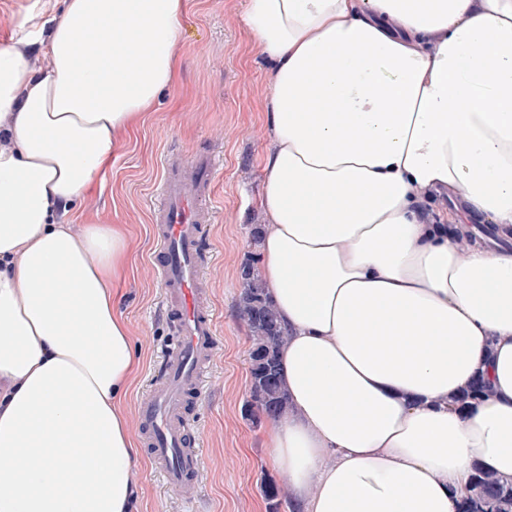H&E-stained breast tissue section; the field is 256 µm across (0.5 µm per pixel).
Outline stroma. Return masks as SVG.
I'll list each match as a JSON object with an SVG mask.
<instances>
[{"label": "stroma", "mask_w": 512, "mask_h": 512, "mask_svg": "<svg viewBox=\"0 0 512 512\" xmlns=\"http://www.w3.org/2000/svg\"><path fill=\"white\" fill-rule=\"evenodd\" d=\"M244 0H184V28L176 49L178 76L136 126L123 135L115 158L91 194L57 216L60 224H122L131 243L130 262L119 284V309L128 321L139 368L123 399L129 419L159 370L172 333L155 309L160 288L150 263V203L167 149L192 154L207 147L221 157L212 199V222L204 234L212 250L204 279L217 324L218 347L208 389L190 405L198 432L202 472L193 509L163 482L141 453L136 467L134 512H269L264 481L287 486L268 463L266 423L246 412L250 395L247 325L236 314L242 292L240 269L258 259L253 225L268 223L258 199L265 164L274 147L268 124L271 65L243 23Z\"/></svg>", "instance_id": "obj_1"}]
</instances>
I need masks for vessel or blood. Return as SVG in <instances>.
<instances>
[{
  "label": "vessel or blood",
  "mask_w": 512,
  "mask_h": 512,
  "mask_svg": "<svg viewBox=\"0 0 512 512\" xmlns=\"http://www.w3.org/2000/svg\"><path fill=\"white\" fill-rule=\"evenodd\" d=\"M216 175L212 152L188 156L168 151L162 160L158 200L150 208L151 264L173 339L162 351L163 373L139 403L138 417L153 464L189 504L197 497L201 454L185 407L191 397L201 396L217 343L201 266L206 248L202 226L211 219Z\"/></svg>",
  "instance_id": "b4317fda"
}]
</instances>
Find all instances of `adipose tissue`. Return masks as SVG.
<instances>
[{
    "label": "adipose tissue",
    "mask_w": 512,
    "mask_h": 512,
    "mask_svg": "<svg viewBox=\"0 0 512 512\" xmlns=\"http://www.w3.org/2000/svg\"><path fill=\"white\" fill-rule=\"evenodd\" d=\"M183 16L62 0L41 71L0 42V512L132 510L130 242L55 214L174 83ZM243 22L273 66L261 276L290 409L269 464L296 512H457L473 467L512 476V250L459 258L414 194L512 224V0H245ZM478 376L493 397L450 408ZM416 200V208L418 210L420 223L424 224L426 227H444V219L443 215L440 211L434 209L435 206L437 209L441 207L439 201H436L433 204V201L436 200V193L433 189H419L414 194ZM433 204V206H432Z\"/></svg>",
    "instance_id": "adipose-tissue-1"
}]
</instances>
